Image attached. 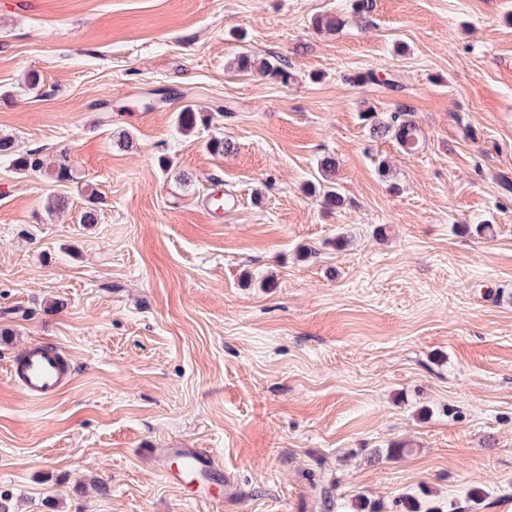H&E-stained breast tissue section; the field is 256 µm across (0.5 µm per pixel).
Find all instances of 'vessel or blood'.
Returning a JSON list of instances; mask_svg holds the SVG:
<instances>
[{
    "mask_svg": "<svg viewBox=\"0 0 512 512\" xmlns=\"http://www.w3.org/2000/svg\"><path fill=\"white\" fill-rule=\"evenodd\" d=\"M9 374L19 388L35 398L55 394L65 377L58 353L40 345L28 348L11 366ZM146 454L171 483L184 484L196 479L214 486L224 482L207 449L150 448Z\"/></svg>",
    "mask_w": 512,
    "mask_h": 512,
    "instance_id": "obj_1",
    "label": "vessel or blood"
}]
</instances>
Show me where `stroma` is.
Listing matches in <instances>:
<instances>
[{"label":"stroma","instance_id":"stroma-1","mask_svg":"<svg viewBox=\"0 0 512 512\" xmlns=\"http://www.w3.org/2000/svg\"><path fill=\"white\" fill-rule=\"evenodd\" d=\"M351 3L0 0V136L71 170L0 158L13 512H325L424 490L512 512V0ZM245 53L290 81L237 71ZM371 70L401 89L349 83ZM401 108L412 154L365 118ZM326 156L340 208L309 192ZM217 186L228 207L206 212ZM33 342L73 369L42 400L6 374ZM394 443L408 455L370 461ZM146 448L211 449L223 507Z\"/></svg>","mask_w":512,"mask_h":512}]
</instances>
